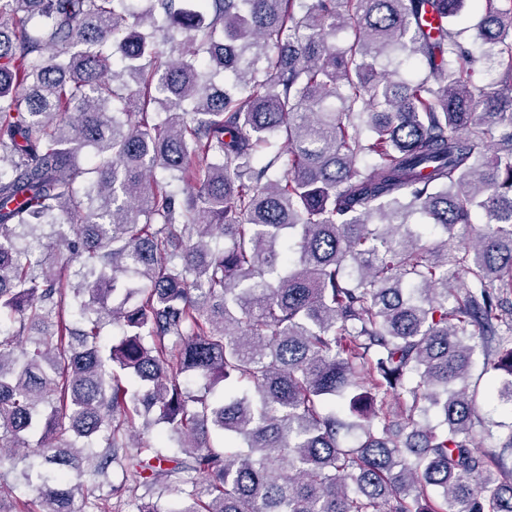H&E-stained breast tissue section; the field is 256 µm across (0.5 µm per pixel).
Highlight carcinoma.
<instances>
[{"instance_id": "1", "label": "carcinoma", "mask_w": 512, "mask_h": 512, "mask_svg": "<svg viewBox=\"0 0 512 512\" xmlns=\"http://www.w3.org/2000/svg\"><path fill=\"white\" fill-rule=\"evenodd\" d=\"M177 2L0 0V512H512V7ZM481 415L484 418L486 424L491 426L493 438H482L479 442L480 448L478 449L484 452H495L502 464V469L505 472H510L512 470V449L499 447L503 442L504 429H499L492 426L495 422L504 420L507 415L500 410L492 411L491 407L486 403L482 404ZM16 461L8 457L0 458V473L2 474L1 490L10 493L14 498L22 500L32 499L34 493L27 487L23 481L17 479V471L14 469ZM110 483H105L100 490L96 491V495H99L100 498L105 499L109 506L113 509L119 510L118 512H133L135 508V497L140 495H150L156 499L157 496H161L162 501H172L179 498V493H177L173 488H165L162 486H157L152 488L149 493L145 488H140L136 492L130 491L127 486H123L122 474L119 469H112V476L110 479Z\"/></svg>"}]
</instances>
